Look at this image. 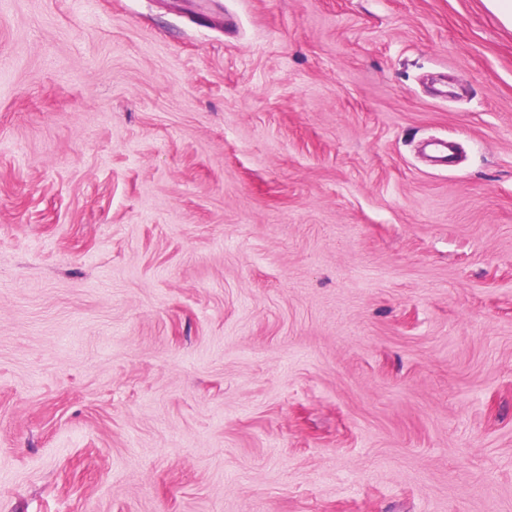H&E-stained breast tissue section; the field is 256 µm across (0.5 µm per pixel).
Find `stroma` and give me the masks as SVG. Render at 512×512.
<instances>
[{"label":"stroma","instance_id":"1","mask_svg":"<svg viewBox=\"0 0 512 512\" xmlns=\"http://www.w3.org/2000/svg\"><path fill=\"white\" fill-rule=\"evenodd\" d=\"M0 512H512L484 0H0Z\"/></svg>","mask_w":512,"mask_h":512}]
</instances>
